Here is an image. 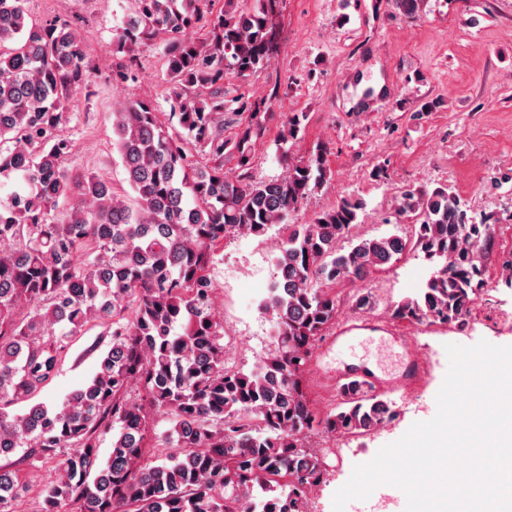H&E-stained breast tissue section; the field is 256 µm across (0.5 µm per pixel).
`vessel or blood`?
Here are the masks:
<instances>
[{
  "label": "vessel or blood",
  "instance_id": "1",
  "mask_svg": "<svg viewBox=\"0 0 512 512\" xmlns=\"http://www.w3.org/2000/svg\"><path fill=\"white\" fill-rule=\"evenodd\" d=\"M356 342L374 344L375 350L359 362L319 369L321 377L334 387L343 388L346 381L357 379L374 391L396 392L421 382L424 367L417 354L407 349L405 339L395 328L380 325L370 316L349 317L326 338L319 356L328 358L331 353ZM383 501L393 503L397 512H404L407 503L402 489L382 484L368 498L352 501L349 512H376Z\"/></svg>",
  "mask_w": 512,
  "mask_h": 512
}]
</instances>
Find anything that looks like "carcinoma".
Returning a JSON list of instances; mask_svg holds the SVG:
<instances>
[{"instance_id": "1", "label": "carcinoma", "mask_w": 512, "mask_h": 512, "mask_svg": "<svg viewBox=\"0 0 512 512\" xmlns=\"http://www.w3.org/2000/svg\"><path fill=\"white\" fill-rule=\"evenodd\" d=\"M116 30L128 60L115 77H137L140 46H163L170 118L150 99L112 112L113 144L132 195L91 171L68 168L74 144L61 126L69 104L90 92L87 45L65 19L37 23L28 0H0V512H14L27 487L23 465L54 461L41 512H305L306 493L328 464L305 433L363 435L395 415L391 402L351 382L342 408L320 416L302 371L316 342L336 324L333 289L366 279L407 250L432 272L417 296L394 306L399 320L462 322L490 283L485 258L496 247L492 214L479 221L446 185L409 187L399 216L419 214L412 238L351 235L366 203L344 198L311 224L289 216L326 182L327 147L288 172L255 182L247 170L271 100L238 98L250 120L224 137V79L265 69L273 57L277 0L249 8L215 0H131ZM206 31L203 39L187 36ZM308 115L291 112L281 143L301 137ZM243 173H224V158ZM281 234L276 276L262 308L274 322L273 348L245 372L224 364V336L211 306L208 273L228 234ZM112 336L91 380L58 403L35 402L62 354L89 324ZM141 384L133 398L130 385ZM25 404L22 413L8 408ZM164 411L169 451L149 446L147 410ZM112 433L103 458L100 434Z\"/></svg>"}]
</instances>
